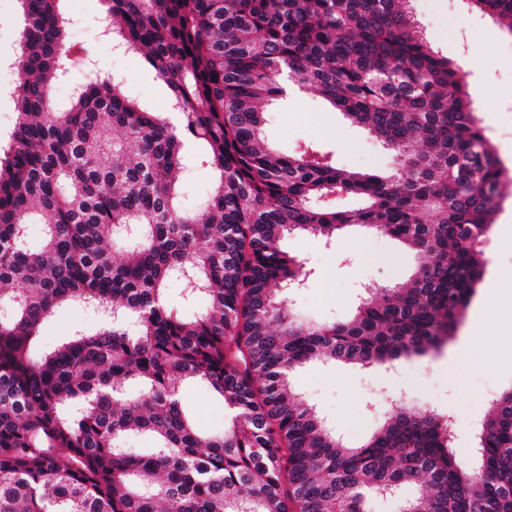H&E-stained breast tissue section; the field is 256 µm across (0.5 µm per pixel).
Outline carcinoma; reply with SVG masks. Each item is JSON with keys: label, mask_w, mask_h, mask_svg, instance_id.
Listing matches in <instances>:
<instances>
[{"label": "carcinoma", "mask_w": 512, "mask_h": 512, "mask_svg": "<svg viewBox=\"0 0 512 512\" xmlns=\"http://www.w3.org/2000/svg\"><path fill=\"white\" fill-rule=\"evenodd\" d=\"M19 2L15 123L0 145V512H368L369 495L407 484L405 512H512V389L478 423L471 463L444 411L396 404L353 446L292 383L315 361L388 368L446 344L512 185L409 0H105L108 35L145 55L177 124L95 71L54 109V85L89 57L66 44L60 0ZM466 3L512 33V0ZM286 81L382 141L392 173L342 169L315 140L272 149L263 104ZM189 138L204 145L194 156ZM193 159L217 179L188 210L177 182ZM345 195L359 205L336 207ZM124 225L139 240L117 262ZM349 227L418 256L410 282L370 289L346 321H298L287 293L308 273L283 240ZM173 280L208 310L175 312ZM66 303L108 320L37 354ZM191 382L222 400V434L184 412ZM140 433L155 447L132 453Z\"/></svg>", "instance_id": "carcinoma-1"}]
</instances>
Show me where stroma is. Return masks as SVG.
<instances>
[{"label":"stroma","instance_id":"1","mask_svg":"<svg viewBox=\"0 0 512 512\" xmlns=\"http://www.w3.org/2000/svg\"><path fill=\"white\" fill-rule=\"evenodd\" d=\"M67 40L85 47L113 81L157 110L168 107L166 88L139 52L116 50L102 36V0H62ZM410 15L436 52L466 73L477 116L490 130L494 153L512 167V33L491 21H476L463 0H410ZM17 0H0V138L15 121L10 90L19 62ZM265 135L277 151L289 154L311 139L320 140L337 166L390 173L392 156L368 131L351 124L341 112L329 111L306 89L272 101ZM285 249L301 257L310 276L304 288L291 291L288 307L297 317L321 323L348 318L367 288L406 281L416 265L414 255L397 241L359 230L325 240L296 233ZM486 265L458 329L442 352L414 357L391 370L365 371L344 363H313L294 375L296 391L345 441L356 443L375 432L381 413L377 395L405 393L422 411L436 406L457 420L456 447L469 458L474 424L487 409L486 394L512 386V194L493 215L484 244ZM96 317L70 304L43 325L38 345L48 351L72 332L96 329ZM183 405L205 433L224 428V405L206 387L187 386Z\"/></svg>","mask_w":512,"mask_h":512}]
</instances>
